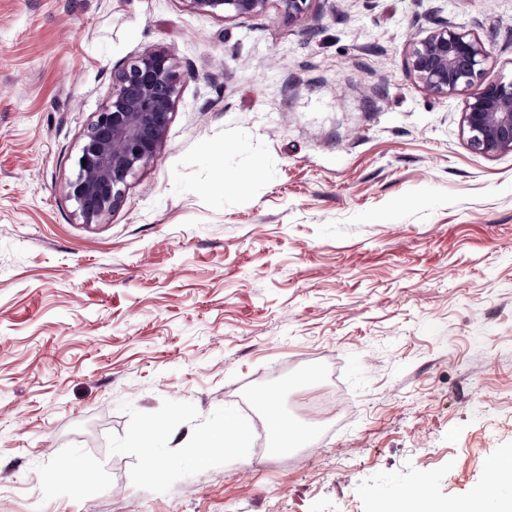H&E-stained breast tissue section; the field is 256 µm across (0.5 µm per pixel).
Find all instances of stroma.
<instances>
[{"mask_svg": "<svg viewBox=\"0 0 512 512\" xmlns=\"http://www.w3.org/2000/svg\"><path fill=\"white\" fill-rule=\"evenodd\" d=\"M442 21L512 78V0H0V512H381L424 474L438 507L496 479L512 153L472 152L463 95L409 73ZM155 50L184 75L165 146L84 223L82 132ZM334 379L356 416L323 439L300 404ZM264 391L315 439L305 463L254 466ZM227 420L240 448L193 450ZM66 465L82 489L51 481ZM269 0H186L196 11L226 18H241L262 12Z\"/></svg>", "mask_w": 512, "mask_h": 512, "instance_id": "obj_1", "label": "stroma"}]
</instances>
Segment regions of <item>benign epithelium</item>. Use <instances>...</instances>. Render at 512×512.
Instances as JSON below:
<instances>
[{
    "instance_id": "1",
    "label": "benign epithelium",
    "mask_w": 512,
    "mask_h": 512,
    "mask_svg": "<svg viewBox=\"0 0 512 512\" xmlns=\"http://www.w3.org/2000/svg\"><path fill=\"white\" fill-rule=\"evenodd\" d=\"M196 11L224 18L262 12L268 0H186ZM489 58L471 33L440 23L413 42L407 67L431 95L466 94L462 132L474 152H512V79L485 82ZM183 75L165 51H150L123 68L112 92L84 130V143L67 195L84 223L117 208L129 179L163 149Z\"/></svg>"
}]
</instances>
